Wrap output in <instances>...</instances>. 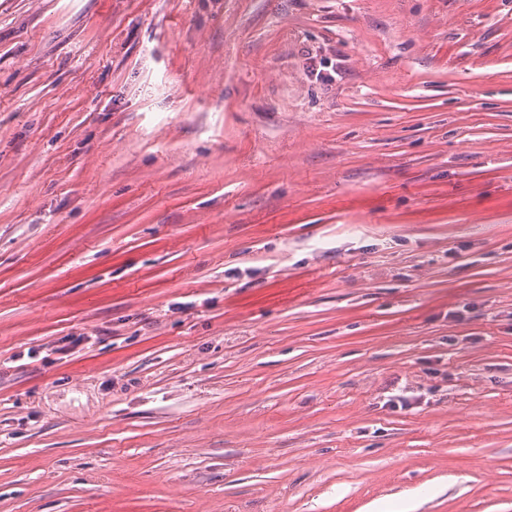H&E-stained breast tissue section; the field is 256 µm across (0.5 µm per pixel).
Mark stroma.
<instances>
[{"mask_svg": "<svg viewBox=\"0 0 512 512\" xmlns=\"http://www.w3.org/2000/svg\"><path fill=\"white\" fill-rule=\"evenodd\" d=\"M0 512H512V0H0Z\"/></svg>", "mask_w": 512, "mask_h": 512, "instance_id": "35a3bbf8", "label": "stroma"}]
</instances>
